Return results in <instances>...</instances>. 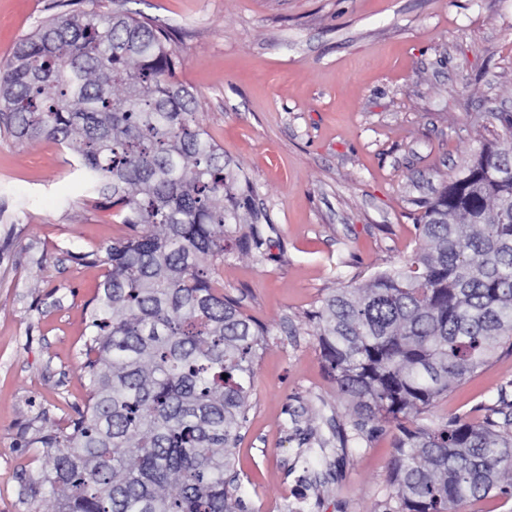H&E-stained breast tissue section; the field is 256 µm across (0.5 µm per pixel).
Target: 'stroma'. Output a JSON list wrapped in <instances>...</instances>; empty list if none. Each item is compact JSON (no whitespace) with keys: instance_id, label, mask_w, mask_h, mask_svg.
<instances>
[{"instance_id":"stroma-1","label":"stroma","mask_w":512,"mask_h":512,"mask_svg":"<svg viewBox=\"0 0 512 512\" xmlns=\"http://www.w3.org/2000/svg\"><path fill=\"white\" fill-rule=\"evenodd\" d=\"M166 27L201 127L249 179L224 254L203 259L226 296L268 330L232 458L248 512H383L395 430L341 451L354 415L327 372L310 315L334 290L401 267L449 177L512 113V0H98ZM82 0H0V63ZM77 145L0 132V512L30 500L46 457L31 439L65 427L88 388L85 305L97 256L127 236L85 193ZM264 260L239 246L252 230ZM512 400V346L452 385L418 425L483 423Z\"/></svg>"}]
</instances>
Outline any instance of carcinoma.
<instances>
[{"instance_id": "1", "label": "carcinoma", "mask_w": 512, "mask_h": 512, "mask_svg": "<svg viewBox=\"0 0 512 512\" xmlns=\"http://www.w3.org/2000/svg\"><path fill=\"white\" fill-rule=\"evenodd\" d=\"M179 64L166 28L89 0L0 66V129L79 144L89 191L133 231L106 247L86 307L84 407L35 440L55 453L30 496L51 493L54 512H245L230 491V449L267 330L200 259L224 255L225 225L252 188L229 192L224 150L197 123V96L173 79ZM503 126L505 138L428 206L402 268L335 290L311 315L357 430L396 424L388 512L512 497L506 411L479 426L409 421L512 338V115Z\"/></svg>"}]
</instances>
